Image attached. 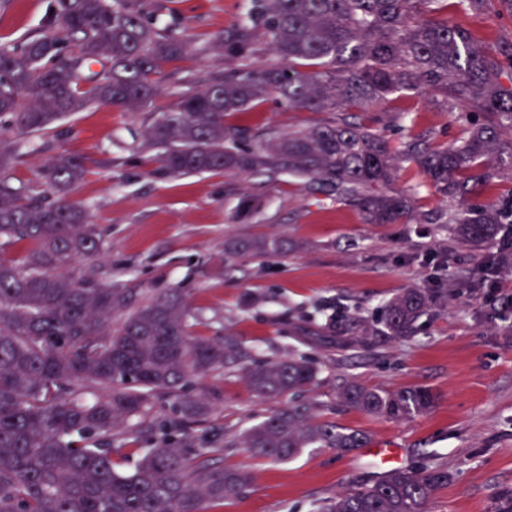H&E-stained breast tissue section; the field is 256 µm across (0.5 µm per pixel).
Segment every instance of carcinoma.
<instances>
[{
	"mask_svg": "<svg viewBox=\"0 0 512 512\" xmlns=\"http://www.w3.org/2000/svg\"><path fill=\"white\" fill-rule=\"evenodd\" d=\"M467 15L504 13L512 0H249L238 22L214 36L237 67L201 91L155 108L163 69L185 59L178 23L160 28L141 0H50L38 34L0 44V128L28 138L91 103L152 112L145 146L170 175L248 172L300 178L304 188L360 210L371 224H411L412 196L388 190L398 167L413 164L455 207L451 231L481 245L508 247L512 187L476 205L494 175L512 174V41L490 48L448 24V2ZM264 38L279 63L248 60ZM401 92L440 95L461 127L458 143L415 135L393 148L363 123H315L257 150L240 146L225 117L276 98L306 112L367 110ZM87 167L56 152L27 198L0 179V250L26 241L25 267L0 263V512H207L240 496L245 471L215 448H196L187 425L207 420L211 403L193 381L241 368L253 392L283 399L311 385L303 358L257 362L238 340L198 336L195 313L178 288L135 304V289L112 283L98 262L103 240L88 207L72 196ZM277 238L240 240L233 253L274 255ZM80 258L87 272L67 268ZM434 295H394L377 322L395 339L411 335ZM172 401L183 428L163 437L130 472L117 469L112 441ZM339 402L404 420L434 406L421 387L389 390L345 382ZM250 456L287 462L309 448L350 454L368 434L319 422L314 405L289 400L242 434ZM442 467L398 468L318 502L313 512H425L447 486Z\"/></svg>",
	"mask_w": 512,
	"mask_h": 512,
	"instance_id": "1",
	"label": "carcinoma"
}]
</instances>
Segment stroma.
I'll return each mask as SVG.
<instances>
[{
	"instance_id": "35a3bbf8",
	"label": "stroma",
	"mask_w": 512,
	"mask_h": 512,
	"mask_svg": "<svg viewBox=\"0 0 512 512\" xmlns=\"http://www.w3.org/2000/svg\"><path fill=\"white\" fill-rule=\"evenodd\" d=\"M48 2L0 0V43L15 44L37 31ZM170 7L157 25L181 19L192 44L186 60L165 70L161 107L179 94L202 90L213 74L229 67L210 40L245 15L248 0H171ZM448 22L490 46L512 39L510 18L452 9ZM339 118L336 112H303L269 100L228 123L246 129L244 144L255 149L311 123ZM347 118L372 127L394 147L411 135L448 145L459 136L453 116L430 96L398 94ZM148 124L145 112L90 105L56 123L49 135L16 142L21 159L5 176L23 191L35 183L48 155L65 150L85 158L89 171L74 196L89 207L99 228L113 283L139 289L143 301L182 289L200 317L198 334L235 336L254 359L305 357L316 381L296 398L314 401L321 420L367 431L372 443L402 449V467L448 469L447 487L426 512H499L503 494L512 492V270L471 289L459 282L461 272L496 255L497 243L474 249L444 224H370L359 210L309 194L283 174L168 176L143 147ZM391 188L411 193L418 214L446 208L416 167L399 169ZM248 197L257 206L244 214L238 204ZM254 237L281 238L288 246L266 258L228 253L230 241ZM407 288L440 295L414 336H377L363 346L330 332L346 316L373 319ZM345 380L387 389L425 387L436 403L409 420L376 418L339 404L337 387ZM191 388L215 405L207 421L191 427L196 446L209 447L214 434L222 433L224 464L250 473L244 492L211 512H311L314 503L384 471L358 450L340 456L312 448L282 463L250 458L241 434L269 416L276 402L256 397L236 373L210 375Z\"/></svg>"
}]
</instances>
